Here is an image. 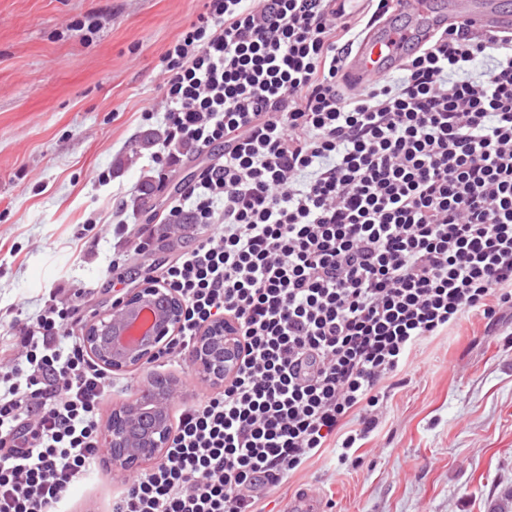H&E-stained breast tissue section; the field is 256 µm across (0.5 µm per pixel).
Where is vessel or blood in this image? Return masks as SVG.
<instances>
[{"label":"vessel or blood","instance_id":"vessel-or-blood-1","mask_svg":"<svg viewBox=\"0 0 512 512\" xmlns=\"http://www.w3.org/2000/svg\"><path fill=\"white\" fill-rule=\"evenodd\" d=\"M400 11L405 25L388 19L373 24L358 39L346 66L358 84L389 74L400 57L444 25L466 23L490 34L512 32V11L502 0H401Z\"/></svg>","mask_w":512,"mask_h":512}]
</instances>
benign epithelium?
Returning a JSON list of instances; mask_svg holds the SVG:
<instances>
[{
    "label": "benign epithelium",
    "mask_w": 512,
    "mask_h": 512,
    "mask_svg": "<svg viewBox=\"0 0 512 512\" xmlns=\"http://www.w3.org/2000/svg\"><path fill=\"white\" fill-rule=\"evenodd\" d=\"M183 302L164 288H141L112 304L88 324L83 343L87 354L114 372L150 364L169 343L182 321ZM192 360L200 376L221 383L232 375L238 360V336L230 325L212 324L196 337ZM174 379L152 378V396L113 410L106 431L112 466L132 470L160 458L171 437L168 401L177 390Z\"/></svg>",
    "instance_id": "benign-epithelium-1"
}]
</instances>
